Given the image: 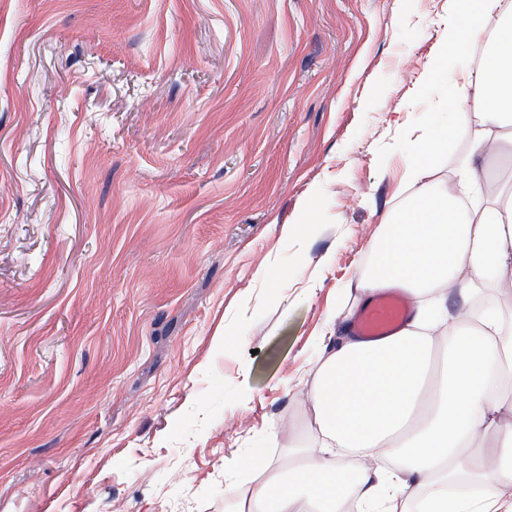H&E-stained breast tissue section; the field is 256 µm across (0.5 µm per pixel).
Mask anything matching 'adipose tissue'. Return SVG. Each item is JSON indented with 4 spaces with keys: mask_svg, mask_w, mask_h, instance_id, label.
I'll use <instances>...</instances> for the list:
<instances>
[{
    "mask_svg": "<svg viewBox=\"0 0 512 512\" xmlns=\"http://www.w3.org/2000/svg\"><path fill=\"white\" fill-rule=\"evenodd\" d=\"M451 10L456 23L430 76L455 67L452 99L476 109L410 139L400 200L319 358L309 398L320 439L285 466L241 459L253 474L247 489L224 492L237 512H498L512 480V313L475 300L512 279V192L489 197L484 166L512 169V0H451ZM476 35L484 48L471 67L463 59ZM460 137L475 152L441 176L431 160ZM384 289L410 300V318L390 335L357 336L359 311ZM454 294L469 316L449 308ZM487 436L491 464L480 451ZM343 453L361 462L347 488Z\"/></svg>",
    "mask_w": 512,
    "mask_h": 512,
    "instance_id": "ef3b65f1",
    "label": "adipose tissue"
}]
</instances>
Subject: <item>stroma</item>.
Segmentation results:
<instances>
[{"label": "stroma", "instance_id": "35a3bbf8", "mask_svg": "<svg viewBox=\"0 0 512 512\" xmlns=\"http://www.w3.org/2000/svg\"><path fill=\"white\" fill-rule=\"evenodd\" d=\"M449 16L0 0V512H225L241 458L317 441L321 344L407 139L456 110L423 78Z\"/></svg>", "mask_w": 512, "mask_h": 512}]
</instances>
